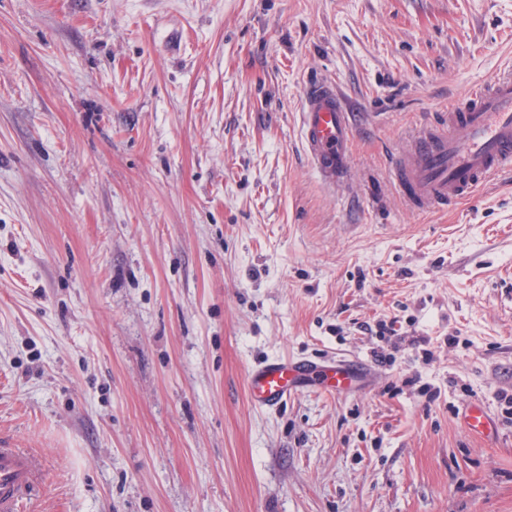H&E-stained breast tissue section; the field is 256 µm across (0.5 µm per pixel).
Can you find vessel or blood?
<instances>
[{"label":"vessel or blood","instance_id":"obj_1","mask_svg":"<svg viewBox=\"0 0 512 512\" xmlns=\"http://www.w3.org/2000/svg\"><path fill=\"white\" fill-rule=\"evenodd\" d=\"M300 124L313 170L329 189L340 188L348 168L351 113L335 86L310 85ZM394 166L403 196L417 208L438 210L470 198L493 175L511 171L512 74L474 90L465 102L449 109L445 124L423 128ZM366 371L356 358L332 357L317 363L274 357L250 369L249 399L253 406L273 409L310 382L336 395L358 383ZM464 424L477 435L492 429L487 411L477 403L467 407ZM40 469L36 457L0 441V512H18Z\"/></svg>","mask_w":512,"mask_h":512}]
</instances>
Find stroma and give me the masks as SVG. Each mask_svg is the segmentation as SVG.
<instances>
[{
	"instance_id": "1",
	"label": "stroma",
	"mask_w": 512,
	"mask_h": 512,
	"mask_svg": "<svg viewBox=\"0 0 512 512\" xmlns=\"http://www.w3.org/2000/svg\"><path fill=\"white\" fill-rule=\"evenodd\" d=\"M508 70L512 0H0L20 512H512V174L423 211L391 170ZM314 79L353 112L338 191ZM325 356L374 378L251 404L253 366ZM301 135L313 170L336 191L345 184L351 112L336 87L311 84L300 113ZM466 428L477 435H487L492 430V420L487 411L478 403H471L464 415Z\"/></svg>"
}]
</instances>
